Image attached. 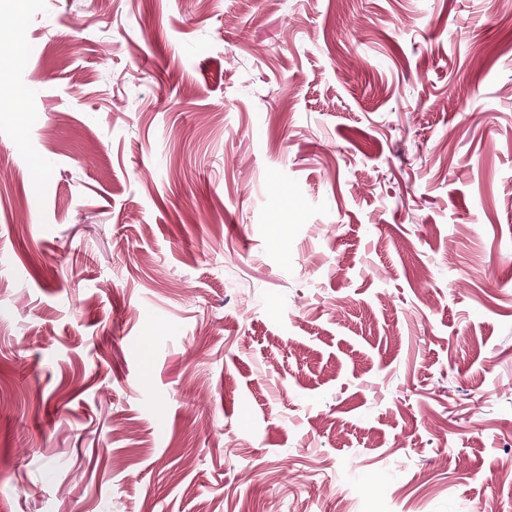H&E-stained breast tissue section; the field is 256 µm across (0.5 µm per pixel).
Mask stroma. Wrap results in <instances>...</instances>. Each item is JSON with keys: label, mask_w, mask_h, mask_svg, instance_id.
I'll return each mask as SVG.
<instances>
[{"label": "stroma", "mask_w": 512, "mask_h": 512, "mask_svg": "<svg viewBox=\"0 0 512 512\" xmlns=\"http://www.w3.org/2000/svg\"><path fill=\"white\" fill-rule=\"evenodd\" d=\"M0 31V512H512V0Z\"/></svg>", "instance_id": "stroma-1"}]
</instances>
